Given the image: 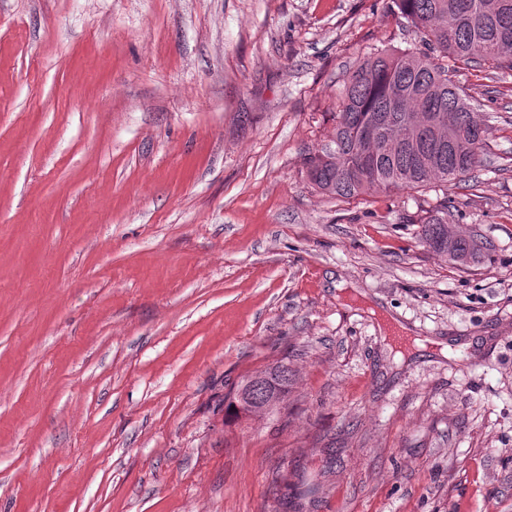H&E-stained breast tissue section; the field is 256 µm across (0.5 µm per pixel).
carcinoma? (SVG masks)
Listing matches in <instances>:
<instances>
[{"label":"carcinoma","instance_id":"cac0c4a2","mask_svg":"<svg viewBox=\"0 0 512 512\" xmlns=\"http://www.w3.org/2000/svg\"><path fill=\"white\" fill-rule=\"evenodd\" d=\"M490 0H390V11L417 29L428 53L383 49L343 80L325 147L306 153L302 173L317 191L349 198L361 194L446 187L476 167L487 125L455 80L460 70H512V0L489 13ZM371 125L376 140L361 131ZM448 205L421 225L426 247L465 264L478 249L468 236L448 234Z\"/></svg>","mask_w":512,"mask_h":512}]
</instances>
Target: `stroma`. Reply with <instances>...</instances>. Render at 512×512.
Here are the masks:
<instances>
[{
	"instance_id": "35a3bbf8",
	"label": "stroma",
	"mask_w": 512,
	"mask_h": 512,
	"mask_svg": "<svg viewBox=\"0 0 512 512\" xmlns=\"http://www.w3.org/2000/svg\"><path fill=\"white\" fill-rule=\"evenodd\" d=\"M386 2L0 0V512H512V71L459 74L474 263L421 244L438 192L302 173L423 47Z\"/></svg>"
}]
</instances>
